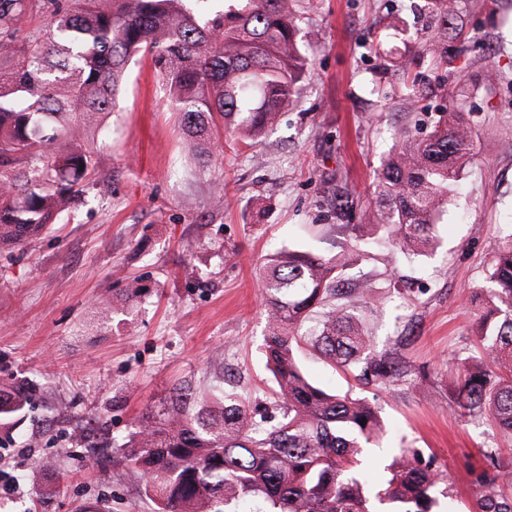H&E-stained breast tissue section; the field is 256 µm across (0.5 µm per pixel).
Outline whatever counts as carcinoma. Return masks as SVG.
Listing matches in <instances>:
<instances>
[{"mask_svg":"<svg viewBox=\"0 0 512 512\" xmlns=\"http://www.w3.org/2000/svg\"><path fill=\"white\" fill-rule=\"evenodd\" d=\"M437 33L405 83L408 96L446 89L448 26L457 0H427ZM38 10L44 23L26 29ZM150 58L201 170L217 157L214 131L256 143L294 102L308 66L288 0H0V246H22L46 232L84 193L96 171L101 116L115 109L132 60ZM472 145L469 126L443 109L425 138L403 133L377 175L379 203L364 224H347L353 244L327 257L306 248L267 257L259 278L265 304L264 349L275 384L276 419L224 392L211 406L188 383L173 389L119 444L129 475L144 485L155 512H439V466L401 448L378 480L365 477L362 449L380 441L377 407L349 391L314 382L297 350L305 343L365 385L390 386L412 373L393 352H373L361 308L373 300L369 276L345 275L382 232L398 253L421 255L436 242ZM336 212L355 216L353 195L336 190ZM476 336L480 352L451 381L458 415L485 417L512 435V232L490 250ZM29 391L0 384V427L24 413ZM475 478L476 512H512V465L496 448Z\"/></svg>","mask_w":512,"mask_h":512,"instance_id":"obj_1","label":"carcinoma"}]
</instances>
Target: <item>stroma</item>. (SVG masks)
Segmentation results:
<instances>
[{"instance_id": "stroma-1", "label": "stroma", "mask_w": 512, "mask_h": 512, "mask_svg": "<svg viewBox=\"0 0 512 512\" xmlns=\"http://www.w3.org/2000/svg\"><path fill=\"white\" fill-rule=\"evenodd\" d=\"M311 69L297 104L256 145L224 138L220 161L199 170L150 59L133 62L116 109L103 120L96 180L83 201L24 248L0 247V381L24 382L31 404L0 429V512H154L121 462L128 434L172 388H223L250 405L272 404L266 320L258 288L268 254L310 245L326 256L351 240L333 213L336 185L372 206L375 178L395 136H424L437 97L408 99L402 76L370 45L387 25L405 57L436 24L422 0H289ZM462 35L447 75L473 150L459 193L436 225L428 254L361 258L373 273L363 309L375 349L400 354L411 383L356 385L304 352L313 380L373 400L386 434L369 449L379 464L400 448L436 458L449 492L444 512H473L483 450L512 460V440L482 418L459 420L448 370L477 348L472 291L489 251L512 228V0H460ZM500 75L487 82L488 69ZM224 182V206L211 204ZM150 293L125 307L131 280ZM107 310H96V303ZM53 460L56 471L43 468Z\"/></svg>"}]
</instances>
